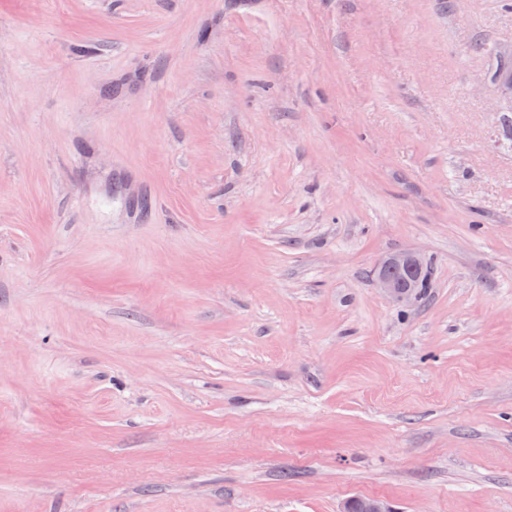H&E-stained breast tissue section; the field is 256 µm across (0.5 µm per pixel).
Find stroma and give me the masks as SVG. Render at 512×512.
Returning a JSON list of instances; mask_svg holds the SVG:
<instances>
[{
    "instance_id": "35a3bbf8",
    "label": "stroma",
    "mask_w": 512,
    "mask_h": 512,
    "mask_svg": "<svg viewBox=\"0 0 512 512\" xmlns=\"http://www.w3.org/2000/svg\"><path fill=\"white\" fill-rule=\"evenodd\" d=\"M497 46L506 0H0V512H512ZM424 260L413 253L399 252L384 260L376 272L377 287L390 298L403 301L417 288Z\"/></svg>"
}]
</instances>
